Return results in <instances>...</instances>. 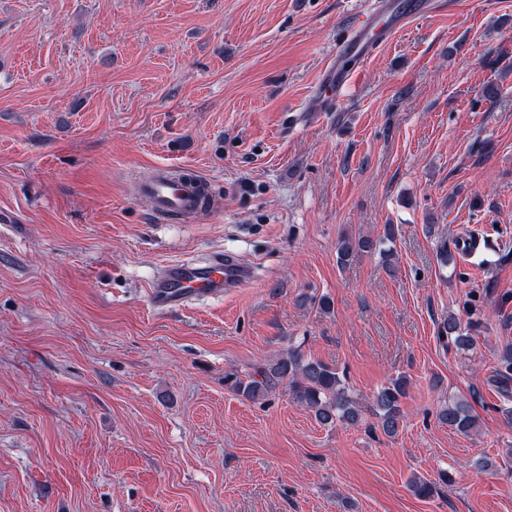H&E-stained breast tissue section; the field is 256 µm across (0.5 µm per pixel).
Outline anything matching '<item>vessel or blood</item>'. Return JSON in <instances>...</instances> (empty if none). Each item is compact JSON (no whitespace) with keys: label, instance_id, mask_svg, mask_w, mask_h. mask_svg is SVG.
Listing matches in <instances>:
<instances>
[{"label":"vessel or blood","instance_id":"b4317fda","mask_svg":"<svg viewBox=\"0 0 512 512\" xmlns=\"http://www.w3.org/2000/svg\"><path fill=\"white\" fill-rule=\"evenodd\" d=\"M423 10L421 0H374L326 64L319 85L318 111H328L333 102L342 99L385 38L401 31ZM199 184L198 175L175 181L166 169L156 167L142 181L141 194L157 216L189 218L197 207ZM253 279V270L238 256L215 253L205 261L184 259L169 265L164 275L152 282L149 299L157 310L169 312L192 300L246 287Z\"/></svg>","mask_w":512,"mask_h":512}]
</instances>
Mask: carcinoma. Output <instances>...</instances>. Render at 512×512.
<instances>
[{"label":"carcinoma","mask_w":512,"mask_h":512,"mask_svg":"<svg viewBox=\"0 0 512 512\" xmlns=\"http://www.w3.org/2000/svg\"><path fill=\"white\" fill-rule=\"evenodd\" d=\"M394 228L389 225L383 237L373 241L363 237L344 236L337 247V260L341 264L360 251L377 248L381 243L390 241ZM471 322H462L454 316L448 317L443 324L441 334L451 339L458 347L473 345ZM498 388L512 394V345L505 348L500 359L497 373ZM225 385L236 395L255 402L273 393L280 385L288 386L289 396L297 403L313 412L315 420L324 427L336 424L356 426L362 422L363 415L356 400L351 395L345 371L320 359L307 356L299 345H291L287 350L269 360L255 373L241 377L236 373L224 376ZM409 380L398 375L381 387L374 395L377 407L378 426L384 434L394 436L402 421L401 403L407 395ZM439 419L448 427L467 433L475 425V417L464 402H450L439 411ZM410 488L420 498H429L437 489V483L428 479L414 478Z\"/></svg>","instance_id":"carcinoma-1"}]
</instances>
